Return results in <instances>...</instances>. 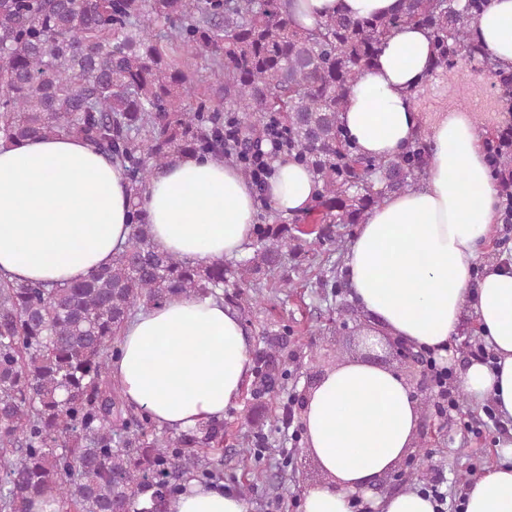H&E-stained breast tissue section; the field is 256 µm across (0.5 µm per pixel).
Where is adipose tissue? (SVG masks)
Listing matches in <instances>:
<instances>
[{
	"label": "adipose tissue",
	"instance_id": "ef3b65f1",
	"mask_svg": "<svg viewBox=\"0 0 512 512\" xmlns=\"http://www.w3.org/2000/svg\"><path fill=\"white\" fill-rule=\"evenodd\" d=\"M399 0H293L296 25L342 13H394ZM476 32L500 67L512 69V0H491ZM433 37L406 26L383 43L350 87L339 114L362 155L391 159L411 142L421 117L412 90L430 67ZM421 185L387 197L353 236L345 268L362 312L383 334L444 356L465 309H472L496 363L475 360L461 374L470 399L492 400L512 420V264L472 274L489 227L498 223L482 131L466 112L437 115ZM268 196L293 215L317 191L305 167L275 160ZM144 213L157 247L188 264L243 254L255 218L252 186L232 165L185 154L159 169L139 197L124 171L88 143L61 134L0 141V276L78 282L111 265L131 239L130 211ZM112 379L129 404L159 427L184 429L222 418L241 399L250 345L223 301L182 294L138 312L122 328ZM306 451L324 480L303 493L304 512H350L351 498L389 473L411 448L420 405L388 368L363 361L327 371L303 407ZM502 462L466 487L464 512H512V439ZM166 512H248L243 497L189 481Z\"/></svg>",
	"mask_w": 512,
	"mask_h": 512
}]
</instances>
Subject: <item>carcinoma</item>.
I'll return each instance as SVG.
<instances>
[{"label":"carcinoma","mask_w":512,"mask_h":512,"mask_svg":"<svg viewBox=\"0 0 512 512\" xmlns=\"http://www.w3.org/2000/svg\"><path fill=\"white\" fill-rule=\"evenodd\" d=\"M386 16L338 14L316 29L292 23L290 0H0V139H81L128 175L133 197L156 170L186 153L233 158L277 129L288 158L319 183L308 210L257 225L252 255L234 266L189 265L157 248L141 213L129 246L83 281L47 286L0 279V512H30L61 499L70 512H163L174 481H213L209 454L224 422L159 432L112 382L124 323L173 294L213 296L248 316L256 288H281L288 261L299 268L336 228L361 224L387 196L426 173L418 141L393 159L366 158L342 130L346 94L390 33L417 25L433 33L427 76L457 63L491 60L476 19L490 0H401ZM206 56L209 78L184 71ZM224 93L228 111L212 105ZM237 135L224 144V123ZM503 128L484 146L499 196L512 194V148ZM254 360L257 400L286 392L287 337Z\"/></svg>","instance_id":"carcinoma-1"}]
</instances>
